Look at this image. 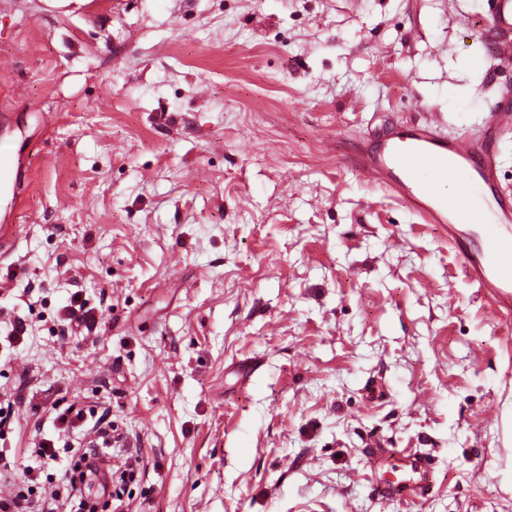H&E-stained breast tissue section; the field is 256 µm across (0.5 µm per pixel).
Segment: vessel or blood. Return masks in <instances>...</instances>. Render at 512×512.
Returning a JSON list of instances; mask_svg holds the SVG:
<instances>
[{"label": "vessel or blood", "instance_id": "1", "mask_svg": "<svg viewBox=\"0 0 512 512\" xmlns=\"http://www.w3.org/2000/svg\"><path fill=\"white\" fill-rule=\"evenodd\" d=\"M489 26L512 33V0H493ZM442 115L433 122L405 127L358 157V167L378 185L412 201L425 223L444 224L449 238L458 225H473L476 235L460 242L464 274L499 307H512V208L507 207L498 178V161L489 145L512 133V97L497 99L477 132L442 134ZM28 175L13 153L0 152V195L10 204L0 211V246L13 235L19 200ZM407 457L417 494L428 488L431 464L416 450Z\"/></svg>", "mask_w": 512, "mask_h": 512}]
</instances>
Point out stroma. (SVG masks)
I'll use <instances>...</instances> for the list:
<instances>
[{"instance_id":"obj_1","label":"stroma","mask_w":512,"mask_h":512,"mask_svg":"<svg viewBox=\"0 0 512 512\" xmlns=\"http://www.w3.org/2000/svg\"><path fill=\"white\" fill-rule=\"evenodd\" d=\"M488 2L0 0L30 177L0 252L14 474L73 404L137 450L130 512H512V327L353 165L512 91ZM407 448L429 494H379Z\"/></svg>"}]
</instances>
